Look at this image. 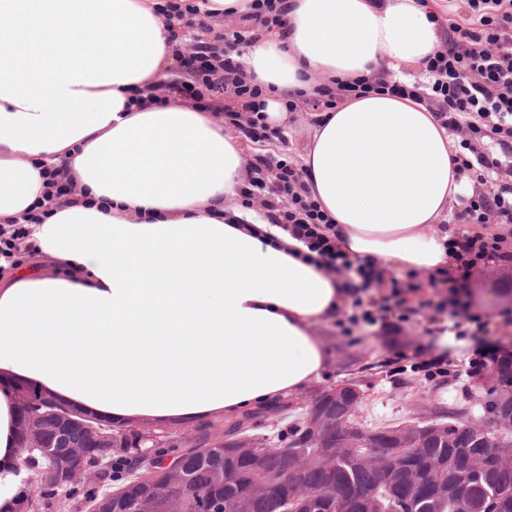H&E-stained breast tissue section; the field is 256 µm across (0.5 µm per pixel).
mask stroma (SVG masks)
<instances>
[{
	"label": "stroma",
	"instance_id": "1",
	"mask_svg": "<svg viewBox=\"0 0 512 512\" xmlns=\"http://www.w3.org/2000/svg\"><path fill=\"white\" fill-rule=\"evenodd\" d=\"M312 113L310 103L299 104L289 113L287 122L270 126L265 138L246 140L247 158L265 156L298 163L312 139ZM469 292L471 312L490 319L488 342L512 351V324L503 323L500 317L502 310H512V266L506 268L492 262L480 265L470 277ZM356 312L349 302L337 317L314 325V334L329 352V364L311 389L293 396L295 409L304 410L312 390L353 383L364 394L359 421L367 427L434 419L451 409L463 421L481 415L473 398L477 390L475 376L452 370L431 376L418 370L416 357H400L404 343L409 341L431 355L446 353L450 358H459L473 345V337L452 338L447 345H440L439 326L446 317H432L423 311L407 314L399 320L395 332L358 325L352 334H343L342 325L348 324Z\"/></svg>",
	"mask_w": 512,
	"mask_h": 512
}]
</instances>
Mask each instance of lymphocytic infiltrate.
<instances>
[{"instance_id": "f902f5d3", "label": "lymphocytic infiltrate", "mask_w": 512, "mask_h": 512, "mask_svg": "<svg viewBox=\"0 0 512 512\" xmlns=\"http://www.w3.org/2000/svg\"><path fill=\"white\" fill-rule=\"evenodd\" d=\"M467 16L451 24L443 48L430 57L425 66L427 102L444 126L451 131L466 130L461 148L468 150L462 169L477 170V182L483 190L470 198L458 219L466 223L464 231L451 233L448 249L451 267L437 270L434 287L445 294L435 303L436 311L448 314L449 331L460 327L459 316L475 323L476 335L487 332L486 321L469 313L465 301L466 280L472 268L486 260L512 262V250L505 248L506 237L471 232L474 224L494 221L512 224V0H465ZM241 39L239 32L225 33L223 43L198 42L193 53L181 57V80L169 87L204 105L205 93L220 80H230L244 112L225 111L224 120L232 126L247 124L253 132L266 129V103L261 88L235 62L231 52ZM370 92L416 96L417 87L401 85L381 77L358 80L336 79L320 85L319 96L328 101L345 100ZM254 175L244 196L267 192L278 201V223L306 241L319 267L328 273L355 270L364 287L387 285L377 311H364L366 324L389 325L391 302L404 294L406 285L386 278L378 264H353L331 236L330 219L312 200L302 171L292 164L257 159Z\"/></svg>"}]
</instances>
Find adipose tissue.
Listing matches in <instances>:
<instances>
[{
  "label": "adipose tissue",
  "instance_id": "1",
  "mask_svg": "<svg viewBox=\"0 0 512 512\" xmlns=\"http://www.w3.org/2000/svg\"><path fill=\"white\" fill-rule=\"evenodd\" d=\"M246 74L266 120L315 78L420 68L445 29L428 0H286ZM160 0H0V226L23 224L55 273L0 280V512L24 487L13 388L111 422L236 418L326 368L312 330L346 300L341 276L294 257L268 211L241 205L239 132L181 98L137 104L171 69ZM300 158L343 251L401 273L448 266L437 221L467 180L434 112L377 92L314 116ZM75 201L42 216V171Z\"/></svg>",
  "mask_w": 512,
  "mask_h": 512
}]
</instances>
